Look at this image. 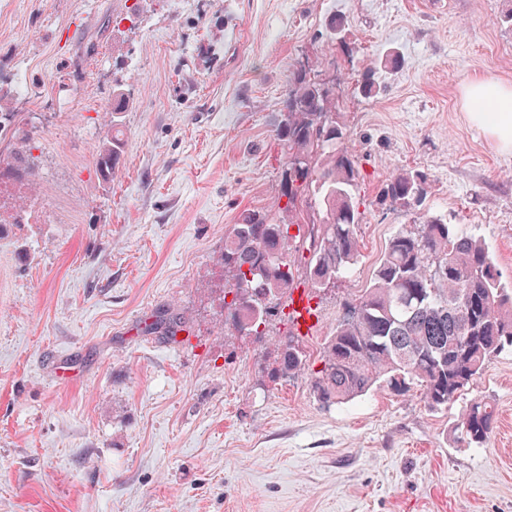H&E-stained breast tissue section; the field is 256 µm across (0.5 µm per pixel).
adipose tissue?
<instances>
[{
  "mask_svg": "<svg viewBox=\"0 0 512 512\" xmlns=\"http://www.w3.org/2000/svg\"><path fill=\"white\" fill-rule=\"evenodd\" d=\"M466 99L498 104V111L471 112L467 119L482 128L499 149L512 152V86L492 79L477 80L468 85Z\"/></svg>",
  "mask_w": 512,
  "mask_h": 512,
  "instance_id": "adipose-tissue-1",
  "label": "adipose tissue"
}]
</instances>
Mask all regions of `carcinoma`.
I'll list each match as a JSON object with an SVG mask.
<instances>
[{
	"mask_svg": "<svg viewBox=\"0 0 512 512\" xmlns=\"http://www.w3.org/2000/svg\"><path fill=\"white\" fill-rule=\"evenodd\" d=\"M318 71L289 76L290 90L276 136L287 149L281 173V216L246 209L224 234L225 321L241 336H268L272 317L300 284L326 288L358 264L361 223L357 156L344 143L336 96L322 91ZM355 90L374 98L375 70L364 71ZM122 152L112 135L100 147V166L114 173ZM430 182L418 169L387 178L379 201L404 212L423 205ZM296 233H291V229ZM278 344L272 379L305 371L307 355L293 331L273 335ZM512 349V290L481 238L439 216L405 224L388 243L373 281L344 304L320 356L311 388L325 405H338L387 387H420L432 407L455 400L491 357ZM496 425L487 401L470 405L459 439L482 448Z\"/></svg>",
	"mask_w": 512,
	"mask_h": 512,
	"instance_id": "1",
	"label": "carcinoma"
}]
</instances>
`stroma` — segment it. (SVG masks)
Wrapping results in <instances>:
<instances>
[{
  "label": "stroma",
  "mask_w": 512,
  "mask_h": 512,
  "mask_svg": "<svg viewBox=\"0 0 512 512\" xmlns=\"http://www.w3.org/2000/svg\"><path fill=\"white\" fill-rule=\"evenodd\" d=\"M506 0H7L0 7V512H512V350L448 406L382 388L345 404L272 380L270 337L224 325L218 258L276 211L288 76L318 65L362 173V256L318 290L311 370L344 303L412 216L386 178H430L422 213L480 236L512 284V153L470 124L475 79L512 84ZM343 17V53L329 23ZM377 97L353 91L387 52ZM22 69L30 109L9 83ZM125 106L113 112L112 98ZM119 134L112 177L99 147ZM31 223H20L22 214ZM174 316L164 337L151 325ZM73 365L57 380L56 361ZM497 423L458 439L474 401Z\"/></svg>",
  "instance_id": "1"
}]
</instances>
